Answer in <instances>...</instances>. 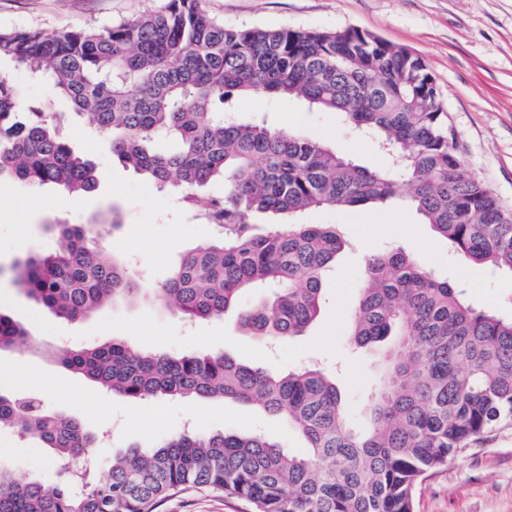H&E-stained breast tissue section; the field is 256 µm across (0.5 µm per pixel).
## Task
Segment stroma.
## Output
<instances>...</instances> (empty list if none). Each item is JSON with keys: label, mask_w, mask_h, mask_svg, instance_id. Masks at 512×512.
Instances as JSON below:
<instances>
[{"label": "stroma", "mask_w": 512, "mask_h": 512, "mask_svg": "<svg viewBox=\"0 0 512 512\" xmlns=\"http://www.w3.org/2000/svg\"><path fill=\"white\" fill-rule=\"evenodd\" d=\"M161 0H0V28L52 32L114 22L159 6ZM210 12L229 27H291L305 30L358 28L423 57L435 77L448 118L456 129L464 169L512 206V0H207ZM244 116L269 113L277 127L322 141L360 164L386 162L374 139L360 135L333 112L294 100L266 97L243 105ZM72 147L96 166L95 191L65 196L52 186L0 183L12 206L0 209V309L31 329L34 347L0 352V366L23 360L27 379L0 381V390L36 396L52 412L79 418L103 438L95 453L106 478L113 453L149 449L191 427L209 435L258 430L298 450L302 442L278 418L234 401L182 398L130 399L94 389L64 368L55 352L122 339L145 352H228L274 373L319 364L332 376L357 426H364L363 399L378 383L377 355L353 347L348 336L370 254L399 246L442 278L462 283L469 300L512 315V275L462 263L429 225L396 203L370 210L321 209L309 224H332L347 245L325 274L321 314L306 335L270 346L224 318L190 323L149 303L118 304L71 323L27 299L12 282L14 260L54 249L45 222L86 224L117 209L119 230L102 244L104 259H125L138 275L158 285L186 250L213 237L179 201L113 158L85 122L68 129ZM0 466L18 479L48 484L62 479L69 463L37 441L0 429ZM157 512H243L236 499L209 490H190L164 501ZM414 512H512V425L486 434L418 487Z\"/></svg>", "instance_id": "1"}]
</instances>
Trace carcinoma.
<instances>
[{"label":"carcinoma","instance_id":"obj_1","mask_svg":"<svg viewBox=\"0 0 512 512\" xmlns=\"http://www.w3.org/2000/svg\"><path fill=\"white\" fill-rule=\"evenodd\" d=\"M3 61L44 82L112 156L184 206L224 182V195L199 214L216 237L182 254L157 287L123 262L102 261L98 225L49 223L57 247L10 270L28 299L59 318L151 300L189 322L237 307L239 326L254 336H299L319 315L324 274L344 245L335 226L303 222L315 209L402 201L462 260L512 273V208L464 173L436 80L405 46L357 28L226 27L206 0H163L105 25L0 29ZM255 95L340 114L375 139L387 167H363L263 115L240 120L241 101ZM62 117L21 97L0 66V181L69 194L97 188L95 166L71 149ZM265 214L283 226L259 232L255 218ZM261 288L271 289L262 304L240 308L246 291ZM350 336L385 347L361 429L316 365L272 375L223 352L144 353L118 340L59 351L65 368L123 397L252 403L287 420L303 450L255 432L188 430L112 455L104 481L89 473L48 485L0 467V512H156L193 487L238 499L248 512H413L419 483L512 422V317L469 303L462 287L396 247L367 258ZM29 342L31 331L0 311V350ZM3 426L70 461L98 445L79 419L0 392Z\"/></svg>","mask_w":512,"mask_h":512}]
</instances>
